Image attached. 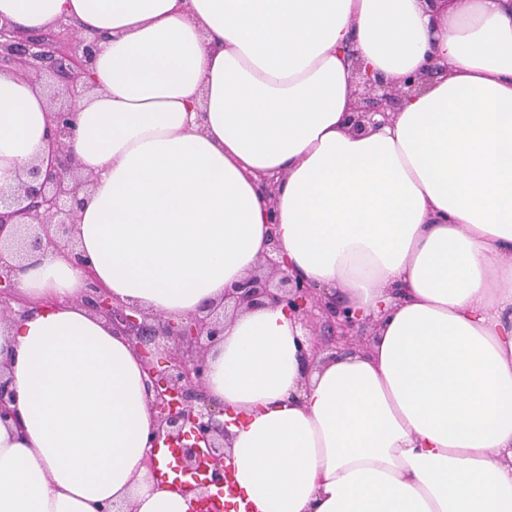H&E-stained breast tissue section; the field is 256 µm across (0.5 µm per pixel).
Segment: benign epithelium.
I'll use <instances>...</instances> for the list:
<instances>
[{"instance_id": "7a95c632", "label": "benign epithelium", "mask_w": 512, "mask_h": 512, "mask_svg": "<svg viewBox=\"0 0 512 512\" xmlns=\"http://www.w3.org/2000/svg\"><path fill=\"white\" fill-rule=\"evenodd\" d=\"M95 44L77 37L68 24L59 30L17 38L7 25H0V67L13 64L21 74L40 76L43 71L58 73L66 79L69 96H75L78 80L93 63ZM352 74L353 106L348 113L350 130L363 135L389 122L405 100L424 91L440 77L448 76V66L436 63L399 80L385 78L363 67L356 50L346 53ZM74 132L73 105L54 107L49 126V158L46 166L33 165L17 189L0 190V318L25 315L28 302L13 290L12 276L23 252H40L53 247L75 260L72 229L80 191L90 184L89 178L76 174L68 142ZM260 265L231 288L224 289V303H233L234 311L264 307H281L289 315L304 319L319 307L324 323L331 329L332 344L350 351L352 331L360 322L337 298L300 281L286 269L275 233H270L269 249ZM82 303L90 311L112 322V327L130 337L144 363L145 384L151 407L157 412L158 424L153 444L164 443L174 449L176 477L173 483L196 495L194 512H212L216 494L214 486L224 488L228 466V431L221 420L224 409L209 402L204 391L209 350L224 337V318L211 316L216 305L204 307L206 315L175 323L161 314L145 313L112 298L94 276H89ZM170 347L168 358L155 361L156 354ZM0 361V421L15 418L11 404L17 394Z\"/></svg>"}]
</instances>
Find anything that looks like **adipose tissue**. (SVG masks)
<instances>
[{
    "instance_id": "1",
    "label": "adipose tissue",
    "mask_w": 512,
    "mask_h": 512,
    "mask_svg": "<svg viewBox=\"0 0 512 512\" xmlns=\"http://www.w3.org/2000/svg\"><path fill=\"white\" fill-rule=\"evenodd\" d=\"M21 34L75 22L97 54L70 142L93 184L83 264L48 250L0 321L22 428L0 423V512H187L151 473L126 336L80 302L179 321L276 235L290 271L378 319L306 367L282 308L238 316L205 384L252 512H512V0H0ZM400 78L448 67L352 135L347 48ZM41 81L0 70V190L46 159ZM273 179L272 195L260 184Z\"/></svg>"
}]
</instances>
